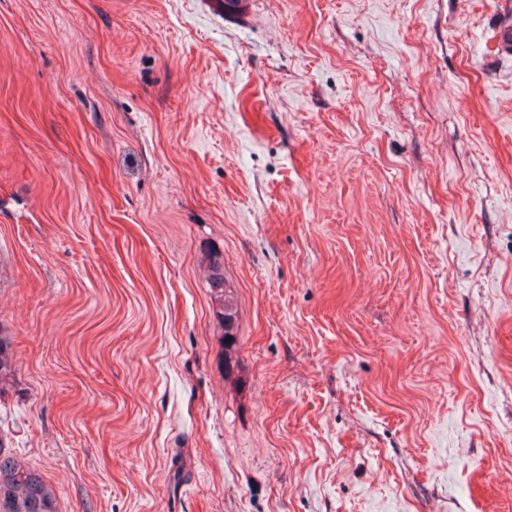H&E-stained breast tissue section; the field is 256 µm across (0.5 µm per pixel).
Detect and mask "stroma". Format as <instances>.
<instances>
[{"label": "stroma", "instance_id": "stroma-1", "mask_svg": "<svg viewBox=\"0 0 512 512\" xmlns=\"http://www.w3.org/2000/svg\"><path fill=\"white\" fill-rule=\"evenodd\" d=\"M508 28L0 0V432L61 512H512ZM206 259L209 271V288L215 303L216 315L223 328L224 360L228 362L232 360L234 353L237 351V348H235L236 336L233 333L238 314L237 303L232 291H228L224 286V260L222 256L211 251ZM15 373L13 340L6 334H0V395L12 387Z\"/></svg>", "mask_w": 512, "mask_h": 512}]
</instances>
